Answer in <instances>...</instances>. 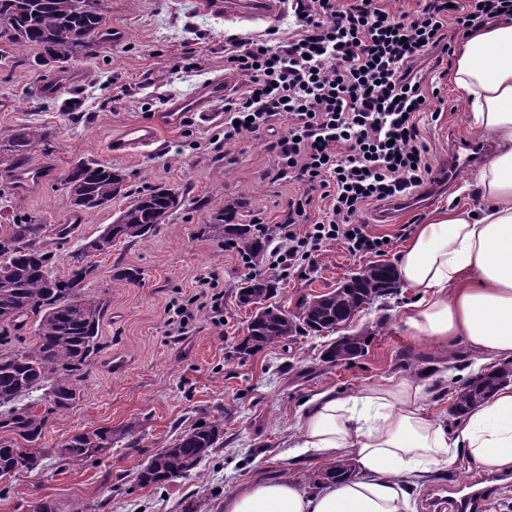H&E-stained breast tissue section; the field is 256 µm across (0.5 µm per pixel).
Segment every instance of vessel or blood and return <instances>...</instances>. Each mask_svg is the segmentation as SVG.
<instances>
[{"label":"vessel or blood","mask_w":512,"mask_h":512,"mask_svg":"<svg viewBox=\"0 0 512 512\" xmlns=\"http://www.w3.org/2000/svg\"><path fill=\"white\" fill-rule=\"evenodd\" d=\"M287 0H202L205 9L223 15L225 20L242 22H269L285 8ZM229 81L216 79L201 86L186 98L169 99L164 107L150 120L132 123L108 143L111 155L120 157L133 151L155 146L159 131L163 128H178L190 118L203 122H217L222 118L215 104L229 94ZM487 146L468 141L453 143L448 148V159L439 173L441 182H452L463 169L477 165L487 153ZM459 498L455 502L456 512H478L486 494L485 488L469 482L459 486Z\"/></svg>","instance_id":"vessel-or-blood-1"}]
</instances>
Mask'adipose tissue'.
Segmentation results:
<instances>
[{
	"instance_id": "1",
	"label": "adipose tissue",
	"mask_w": 512,
	"mask_h": 512,
	"mask_svg": "<svg viewBox=\"0 0 512 512\" xmlns=\"http://www.w3.org/2000/svg\"><path fill=\"white\" fill-rule=\"evenodd\" d=\"M451 82L472 128L497 149L474 178L478 212L436 210L399 252L396 277L411 293L399 325L435 348L465 343L491 366L512 358V18L470 31ZM426 397L424 384L397 376L353 395L316 394L289 447L318 461L354 458L360 474L312 491L260 479L225 496L222 512H411L406 479L451 468L458 455L491 472L512 470V385L453 432Z\"/></svg>"
}]
</instances>
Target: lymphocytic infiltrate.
<instances>
[{"mask_svg": "<svg viewBox=\"0 0 512 512\" xmlns=\"http://www.w3.org/2000/svg\"><path fill=\"white\" fill-rule=\"evenodd\" d=\"M287 37H233L229 69L246 76L243 91L224 103V140L260 135L283 123L271 142L276 176L297 183L266 260L301 272L331 243L349 253L379 254L358 215L422 186L432 175L420 136L429 88L413 72L431 53L454 54V36L512 16V0H418L396 14L379 0H291ZM323 202L313 216L315 202Z\"/></svg>", "mask_w": 512, "mask_h": 512, "instance_id": "lymphocytic-infiltrate-1", "label": "lymphocytic infiltrate"}]
</instances>
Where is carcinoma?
Listing matches in <instances>:
<instances>
[{"label":"carcinoma","mask_w":512,"mask_h":512,"mask_svg":"<svg viewBox=\"0 0 512 512\" xmlns=\"http://www.w3.org/2000/svg\"><path fill=\"white\" fill-rule=\"evenodd\" d=\"M105 36L103 0L90 4L82 0H0V42L15 52L38 50L40 65L58 72L67 70L83 40L98 45ZM47 140L48 133L38 127H24L3 138L9 145L8 171L28 168L34 148ZM63 189L75 211L102 209L116 199H129L99 235L103 243L100 254L112 251L120 240L147 239L183 202L182 193L165 186L132 197L124 174L94 161L73 164L63 178ZM221 226L225 239L240 244L248 263L257 266L263 262L269 246L266 237L256 234L250 224L235 223L234 210L229 207L216 216L215 227ZM43 231V225L21 217L0 233V429L25 441L23 445L0 441V477L38 472L49 457L64 464L88 462L112 447V430L104 428L76 433L56 448L39 447L49 414L68 409L80 396L79 385L100 350L99 325L106 315L104 301L84 292L97 271L90 254L72 265L66 277L55 276L52 255L39 246ZM397 284L391 265H365L348 276L343 287L310 298L289 316L269 303L278 289L276 279L248 276L237 298L244 306H256V311L237 344V353L250 356L301 333L335 332L337 326L354 320ZM30 319L36 324V341L26 345L23 332ZM364 347L362 334L342 336L323 351V360L334 363L352 353L358 357ZM509 384L512 361L467 379L455 390L454 413L465 414ZM40 390L49 398L47 412L36 414L31 405L17 406L21 398ZM222 439V421L194 424L151 455L136 474L137 484L143 488L162 486L189 475ZM353 473L350 462L336 460L314 473L313 484Z\"/></svg>","instance_id":"carcinoma-1"}]
</instances>
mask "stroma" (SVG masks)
<instances>
[{"label": "stroma", "mask_w": 512, "mask_h": 512, "mask_svg": "<svg viewBox=\"0 0 512 512\" xmlns=\"http://www.w3.org/2000/svg\"><path fill=\"white\" fill-rule=\"evenodd\" d=\"M104 7L107 27L125 31V39L104 41L93 55L75 58L68 72L38 66L32 49L0 59V138L31 126L49 134L31 161L44 178L20 194L17 213L43 224L40 243L53 256V274L64 276L73 254L126 205L121 199L107 209L72 210L62 179L75 162L118 168L136 192L156 184L178 189L184 202L148 240L121 241L93 257L97 271L86 292L108 306L99 327L101 352L76 402L51 414L41 444L54 448L75 433L108 428L111 449L93 464L50 458L41 473L0 478V512H35L43 503L53 512H182L188 504L196 512H220L225 495L259 478H290L311 487L318 463L291 458L286 448L299 432L303 401L327 389L354 394L382 377L424 383L428 408L450 419L455 386L445 377L476 376V362L466 346L446 352L402 334L399 318L410 298L402 287L356 318L353 331H365L369 342L352 361L322 362L323 350L336 339L332 333L299 335L251 356L236 353L252 315L237 299L250 268L212 224L227 204L235 205L240 224L281 221L300 187L274 180L267 137L242 136L220 153L212 141L223 135V123L191 119L162 131L156 150L124 157L108 152L109 140L126 124L151 119L170 97L189 96L218 78L240 93L243 77L224 67L226 39L273 30L287 37L292 15L285 11L268 23H232L197 0H104ZM46 82L56 83L54 96L40 94ZM437 90L420 122L436 170L448 157L451 134L473 133L448 81L439 80ZM453 204L476 208L481 201L459 189L440 191L386 222L378 219L383 204L368 206L359 220L373 234L389 236L386 251L354 255L329 245L306 274L278 276L276 304L295 311L301 300L335 288L355 269L394 264L407 242L401 225L425 223L433 211ZM66 223L71 231L60 234ZM126 268L138 271L137 280L115 281ZM207 286L221 294V313L196 308L183 334H176L179 308ZM214 419L224 423V441L197 470L160 489L137 485V470L149 454L195 422ZM481 473L462 457L445 473L424 475L409 488L413 512H428L438 489Z\"/></svg>", "instance_id": "1"}]
</instances>
